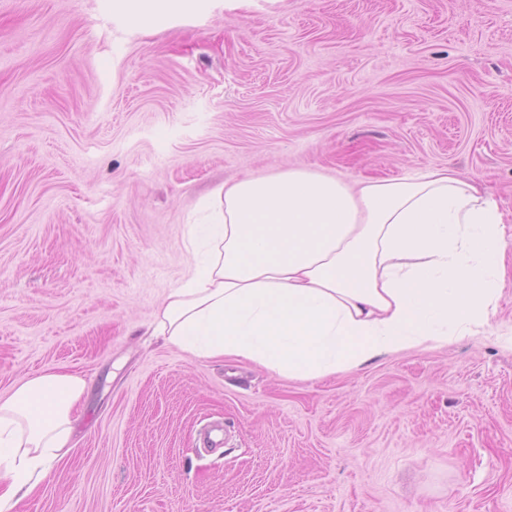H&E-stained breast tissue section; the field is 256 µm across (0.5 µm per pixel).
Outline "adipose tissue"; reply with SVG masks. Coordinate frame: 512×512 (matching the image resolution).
Here are the masks:
<instances>
[{
  "label": "adipose tissue",
  "mask_w": 512,
  "mask_h": 512,
  "mask_svg": "<svg viewBox=\"0 0 512 512\" xmlns=\"http://www.w3.org/2000/svg\"><path fill=\"white\" fill-rule=\"evenodd\" d=\"M204 209L187 227L193 267L154 329L188 353L318 380L491 327L503 216L452 170L357 183L277 170L216 189ZM86 392L48 372L0 398V510L62 456Z\"/></svg>",
  "instance_id": "ef3b65f1"
}]
</instances>
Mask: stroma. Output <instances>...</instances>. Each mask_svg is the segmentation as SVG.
Wrapping results in <instances>:
<instances>
[{"label":"stroma","mask_w":512,"mask_h":512,"mask_svg":"<svg viewBox=\"0 0 512 512\" xmlns=\"http://www.w3.org/2000/svg\"><path fill=\"white\" fill-rule=\"evenodd\" d=\"M454 168L504 214L492 327L321 380L153 333L215 188ZM82 376L13 512H512V0H0V398ZM112 8L124 13L129 19L141 20L153 14L182 10L189 0H113Z\"/></svg>","instance_id":"obj_1"}]
</instances>
